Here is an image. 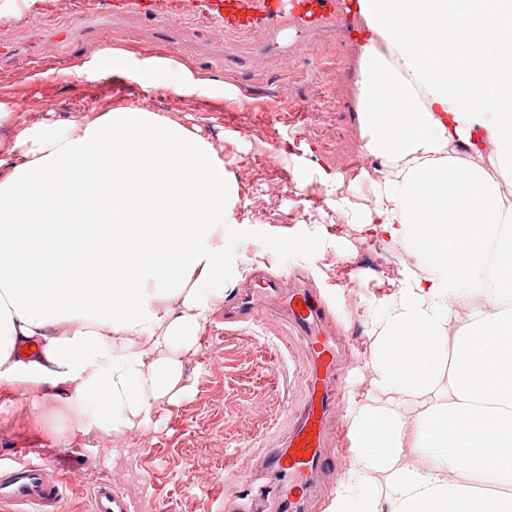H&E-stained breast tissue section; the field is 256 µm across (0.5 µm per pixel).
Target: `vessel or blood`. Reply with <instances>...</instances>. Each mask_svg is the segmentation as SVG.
Listing matches in <instances>:
<instances>
[{
    "mask_svg": "<svg viewBox=\"0 0 512 512\" xmlns=\"http://www.w3.org/2000/svg\"><path fill=\"white\" fill-rule=\"evenodd\" d=\"M106 2L105 11L96 20H76L66 31L45 23L35 29L24 46L0 44V67H10L20 59L40 58L45 35L69 45L82 44L97 39L112 22L128 16L151 27L158 44H175L174 25L159 20L157 0ZM186 9L217 20L225 33L240 38L262 33L256 49L264 54L287 53L331 27L340 28L348 42L357 40L359 0H188ZM264 301L282 308L302 336L311 360V380L285 448L266 457L260 468L246 466L241 473L253 485L261 483L265 475L275 476L281 489L279 512H305L319 479L339 471L330 446L328 422L337 406L332 379L340 353L325 303L312 288H286L266 281L259 291L241 294L225 307L224 318L231 322L251 320ZM64 502V484L55 470L25 454L0 458V512H63ZM90 512H129V508L111 483L102 481L92 492Z\"/></svg>",
    "mask_w": 512,
    "mask_h": 512,
    "instance_id": "b4317fda",
    "label": "vessel or blood"
}]
</instances>
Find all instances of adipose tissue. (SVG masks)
I'll return each instance as SVG.
<instances>
[{
	"label": "adipose tissue",
	"instance_id": "adipose-tissue-1",
	"mask_svg": "<svg viewBox=\"0 0 512 512\" xmlns=\"http://www.w3.org/2000/svg\"><path fill=\"white\" fill-rule=\"evenodd\" d=\"M359 8V118L383 167L359 222L428 273L382 311L369 367L386 399L348 402L350 464L326 512H512V0ZM59 76L188 102L229 90L175 56L107 45ZM18 110L0 99V410L55 402L84 437L149 426L237 270L224 150L129 105L65 123Z\"/></svg>",
	"mask_w": 512,
	"mask_h": 512
}]
</instances>
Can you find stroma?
Segmentation results:
<instances>
[{
	"label": "stroma",
	"mask_w": 512,
	"mask_h": 512,
	"mask_svg": "<svg viewBox=\"0 0 512 512\" xmlns=\"http://www.w3.org/2000/svg\"><path fill=\"white\" fill-rule=\"evenodd\" d=\"M101 9V0H0V41L22 42L38 17L68 26ZM160 14L181 31L177 57L235 86L237 97L182 105L171 94L146 91L115 79L90 84L40 79L27 62L0 71V96L23 108L19 120L76 118L74 102L95 108L133 104L154 112L177 111L187 124L224 145V161L239 187L240 222L228 246L238 273L225 301L256 272L281 281L294 275L326 298L337 334L351 356L336 372L343 397L374 390L368 368L373 329L404 278L423 275L406 250L389 249L378 264V242L357 224L371 208L376 163L364 149L356 114L358 61L342 39L327 34L289 56L264 55L235 71L224 62L231 39L214 20L187 14L177 0H160ZM339 175L355 213L336 211L321 182ZM183 394L160 403L157 425L92 440L56 439L64 409H43V427L29 426L30 406L0 415V457L32 448L67 487L64 512H89L96 484L109 480L131 512H226L252 499L254 488L234 476L239 451L260 462L281 449L307 394L310 365L300 337L276 306L260 307L253 321L228 325L216 309L197 348L183 353Z\"/></svg>",
	"instance_id": "35a3bbf8"
}]
</instances>
